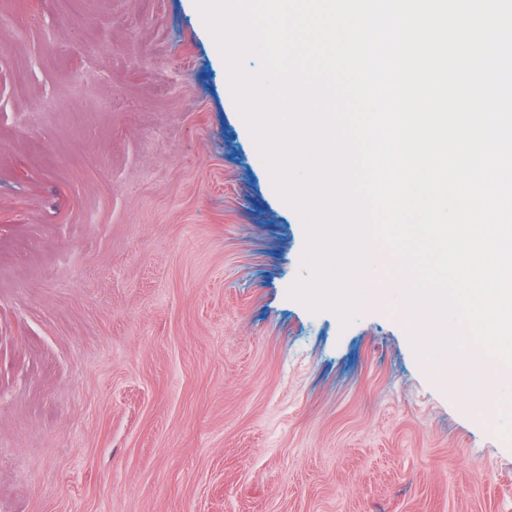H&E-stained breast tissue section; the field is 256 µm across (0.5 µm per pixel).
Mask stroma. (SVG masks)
Segmentation results:
<instances>
[{"label":"stroma","mask_w":512,"mask_h":512,"mask_svg":"<svg viewBox=\"0 0 512 512\" xmlns=\"http://www.w3.org/2000/svg\"><path fill=\"white\" fill-rule=\"evenodd\" d=\"M227 73L196 0H0V512H512L496 380L290 296Z\"/></svg>","instance_id":"35a3bbf8"}]
</instances>
